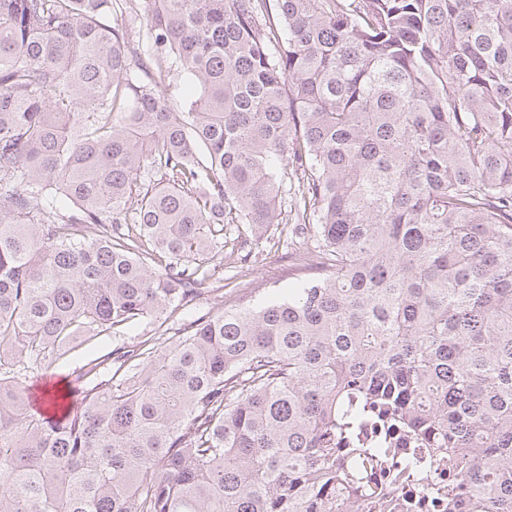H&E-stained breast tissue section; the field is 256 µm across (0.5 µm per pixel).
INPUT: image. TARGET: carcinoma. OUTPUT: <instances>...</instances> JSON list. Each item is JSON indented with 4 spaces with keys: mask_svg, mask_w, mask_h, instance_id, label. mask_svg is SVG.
Instances as JSON below:
<instances>
[{
    "mask_svg": "<svg viewBox=\"0 0 512 512\" xmlns=\"http://www.w3.org/2000/svg\"><path fill=\"white\" fill-rule=\"evenodd\" d=\"M272 226L288 295L198 309ZM381 468L512 512V0H0V512H409ZM138 332H140V330L131 331L125 336L113 337L106 341L93 340L79 346L68 356L66 361L57 362L49 366L48 369H43V373L52 377V381L46 389L50 391V394L55 393L56 396L64 395L67 391V384L77 386V382L75 381L76 373H73L75 370H79L89 359L104 355L117 343H132L136 341L137 337L135 335Z\"/></svg>",
    "mask_w": 512,
    "mask_h": 512,
    "instance_id": "cac0c4a2",
    "label": "carcinoma"
}]
</instances>
